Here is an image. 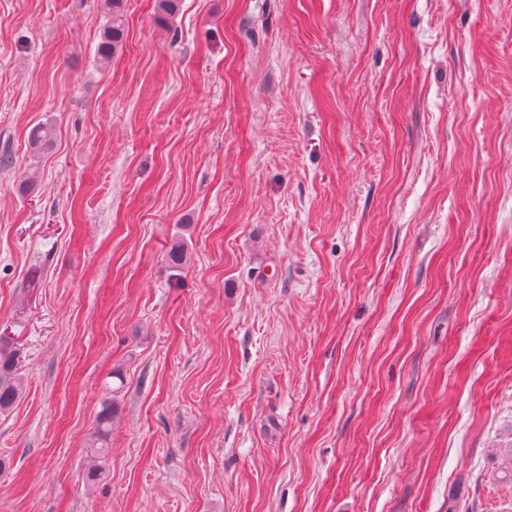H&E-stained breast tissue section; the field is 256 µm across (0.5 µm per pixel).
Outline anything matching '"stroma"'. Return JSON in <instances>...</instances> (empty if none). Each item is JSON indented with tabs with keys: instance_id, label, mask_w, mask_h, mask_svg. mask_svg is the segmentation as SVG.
<instances>
[{
	"instance_id": "1",
	"label": "stroma",
	"mask_w": 512,
	"mask_h": 512,
	"mask_svg": "<svg viewBox=\"0 0 512 512\" xmlns=\"http://www.w3.org/2000/svg\"><path fill=\"white\" fill-rule=\"evenodd\" d=\"M104 23L0 0V512H512V0ZM107 10V23L103 28L98 45L100 63L107 64L121 48L125 32L124 0H104ZM20 352L0 336V414L10 412L22 394Z\"/></svg>"
}]
</instances>
